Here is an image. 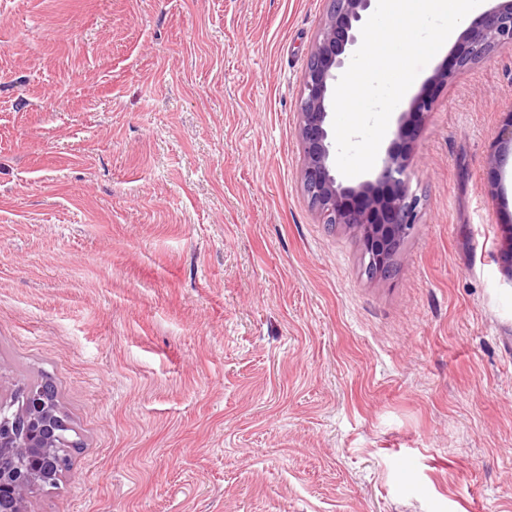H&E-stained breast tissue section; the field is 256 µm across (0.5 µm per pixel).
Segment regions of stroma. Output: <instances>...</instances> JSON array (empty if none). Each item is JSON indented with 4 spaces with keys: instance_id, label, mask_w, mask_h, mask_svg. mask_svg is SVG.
I'll return each mask as SVG.
<instances>
[{
    "instance_id": "obj_1",
    "label": "stroma",
    "mask_w": 512,
    "mask_h": 512,
    "mask_svg": "<svg viewBox=\"0 0 512 512\" xmlns=\"http://www.w3.org/2000/svg\"><path fill=\"white\" fill-rule=\"evenodd\" d=\"M324 0H0V389L30 512H512V47L413 134L386 278L301 186ZM50 382L42 377L22 376L14 384L16 407L21 386L23 407L14 409L10 396L0 390V511L26 512L28 491L40 483H57L67 468L51 470L45 466L51 457L69 459L77 447L68 434V426L56 415L43 387ZM53 387V386H52ZM8 461V462H4Z\"/></svg>"
}]
</instances>
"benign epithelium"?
Wrapping results in <instances>:
<instances>
[{
    "label": "benign epithelium",
    "mask_w": 512,
    "mask_h": 512,
    "mask_svg": "<svg viewBox=\"0 0 512 512\" xmlns=\"http://www.w3.org/2000/svg\"><path fill=\"white\" fill-rule=\"evenodd\" d=\"M371 2L325 0L324 22L308 55L297 110L301 182L311 208L322 223L351 229L367 259L365 274L382 278L391 272L401 243L415 228L421 203L405 178L408 151L401 144L416 119L434 108L433 87L512 45V0H497L493 11L462 32L452 64L438 67L401 111L391 144L372 176L345 184L336 174L333 94ZM22 400L23 406L16 409L0 392V512H26L28 491L40 483L59 482L67 471L51 470L46 462L53 456L68 459L76 447L43 387H24Z\"/></svg>",
    "instance_id": "1"
}]
</instances>
